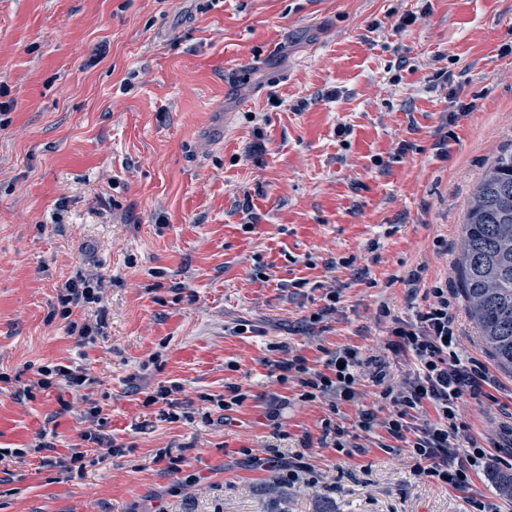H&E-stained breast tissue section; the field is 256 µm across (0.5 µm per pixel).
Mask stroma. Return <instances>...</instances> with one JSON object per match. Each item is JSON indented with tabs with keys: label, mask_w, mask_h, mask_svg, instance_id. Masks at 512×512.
<instances>
[{
	"label": "stroma",
	"mask_w": 512,
	"mask_h": 512,
	"mask_svg": "<svg viewBox=\"0 0 512 512\" xmlns=\"http://www.w3.org/2000/svg\"><path fill=\"white\" fill-rule=\"evenodd\" d=\"M0 105V448L52 432L56 455L96 458L80 477L1 460L0 512H466L470 494L512 512L495 482L512 456L467 494L384 452L381 428L343 456L324 418L390 413L368 373L333 416L266 366L287 350L321 371L351 347L410 376L393 321L458 290L470 201L512 149V0H0ZM92 272L106 305L73 317L106 326L80 346L53 312ZM453 315L495 380L458 401L487 447L512 374ZM43 364L87 369L71 408L60 385L27 395ZM173 382L193 422L146 404ZM235 387L242 406H213ZM276 427L317 483L261 465Z\"/></svg>",
	"instance_id": "1"
}]
</instances>
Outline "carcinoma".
<instances>
[{"label": "carcinoma", "instance_id": "carcinoma-1", "mask_svg": "<svg viewBox=\"0 0 512 512\" xmlns=\"http://www.w3.org/2000/svg\"><path fill=\"white\" fill-rule=\"evenodd\" d=\"M461 237L457 276L465 306L493 359L512 370V151L484 174Z\"/></svg>", "mask_w": 512, "mask_h": 512}]
</instances>
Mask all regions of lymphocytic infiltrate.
Masks as SVG:
<instances>
[{"mask_svg": "<svg viewBox=\"0 0 512 512\" xmlns=\"http://www.w3.org/2000/svg\"><path fill=\"white\" fill-rule=\"evenodd\" d=\"M432 301L418 311L414 320L396 322L391 330L388 350L410 354L415 371L411 378L393 383L383 362H364L358 351L347 349L328 362V372L312 371L301 355L270 362L280 383H287L290 373L301 376L302 400L330 396V415L322 422L323 447L346 453L352 445V436L333 422L340 403L352 401L354 384L363 368H370L371 377L380 388L381 400L392 411L386 421H378L374 410H359L356 423L359 430L368 433L375 426H383L390 438L410 441V452L417 461V473L424 479L468 491L473 474L486 464L488 451L469 437V426L458 414V401L464 393L480 395L493 378L485 365L463 350L455 318L452 313L453 296L443 286L432 288ZM105 285L101 279L86 277L66 284L59 296V315L67 322L68 335L86 340L101 334L104 323L73 320L74 309L84 305L104 304ZM431 406L435 419L417 427L412 423L414 411Z\"/></svg>", "mask_w": 512, "mask_h": 512, "instance_id": "obj_1", "label": "lymphocytic infiltrate"}]
</instances>
